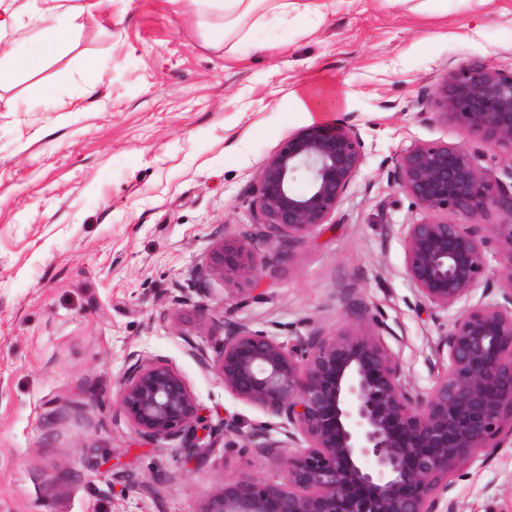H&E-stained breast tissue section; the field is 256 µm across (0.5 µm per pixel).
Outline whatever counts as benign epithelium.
I'll use <instances>...</instances> for the list:
<instances>
[{"label": "benign epithelium", "instance_id": "7a95c632", "mask_svg": "<svg viewBox=\"0 0 512 512\" xmlns=\"http://www.w3.org/2000/svg\"><path fill=\"white\" fill-rule=\"evenodd\" d=\"M438 115L480 138L501 173L457 143H418L397 158L394 182L424 213L405 225V273L419 307L434 316L461 304L435 346L448 360L435 386H411L381 335L312 332L285 343L266 331L223 323L213 367L224 387L276 421L243 436L244 447L280 457L288 485L252 477L224 482L202 512H455V468L512 440V71L472 62L444 74ZM365 161L356 125L315 124L271 155L257 178V258L248 242L215 243L199 270L247 286L300 240L329 222ZM303 176L308 190L293 183ZM501 222L478 223L489 212ZM458 221H448V215ZM501 259V299L471 302L489 287L488 255ZM139 434L187 445L202 426L183 376L165 363L127 370L117 396ZM281 439L275 440L271 431Z\"/></svg>", "mask_w": 512, "mask_h": 512}]
</instances>
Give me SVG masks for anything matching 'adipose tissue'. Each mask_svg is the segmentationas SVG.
Returning a JSON list of instances; mask_svg holds the SVG:
<instances>
[{"mask_svg": "<svg viewBox=\"0 0 512 512\" xmlns=\"http://www.w3.org/2000/svg\"><path fill=\"white\" fill-rule=\"evenodd\" d=\"M203 10L220 13L217 41L243 43L254 29L278 23L298 24L314 33L324 22L328 0H194ZM81 15L71 0H0V86L21 70L39 67L51 52L62 50L78 30Z\"/></svg>", "mask_w": 512, "mask_h": 512, "instance_id": "adipose-tissue-1", "label": "adipose tissue"}]
</instances>
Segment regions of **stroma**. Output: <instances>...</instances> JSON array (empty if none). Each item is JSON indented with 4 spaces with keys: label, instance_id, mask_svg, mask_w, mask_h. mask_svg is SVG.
Returning <instances> with one entry per match:
<instances>
[{
    "label": "stroma",
    "instance_id": "35a3bbf8",
    "mask_svg": "<svg viewBox=\"0 0 512 512\" xmlns=\"http://www.w3.org/2000/svg\"><path fill=\"white\" fill-rule=\"evenodd\" d=\"M77 2L67 49L0 88V512H201L240 476L287 484L279 457L242 446L269 415L196 353L216 357L227 319L284 342L358 328L383 333L407 382L431 390L453 315L417 307L404 236L387 227L423 213L391 172L416 143L491 157L432 94L462 64L512 69V0L441 16L335 0L314 34L272 24L234 53L193 0ZM311 81L337 87L327 119L365 143L343 203L257 290L214 277L176 303L217 241L253 234L258 173L309 126L293 94ZM86 82L96 97H80ZM135 355L187 382L209 427L194 461L117 412ZM228 414L240 435L214 433ZM452 481L457 512H512V443Z\"/></svg>",
    "mask_w": 512,
    "mask_h": 512
}]
</instances>
